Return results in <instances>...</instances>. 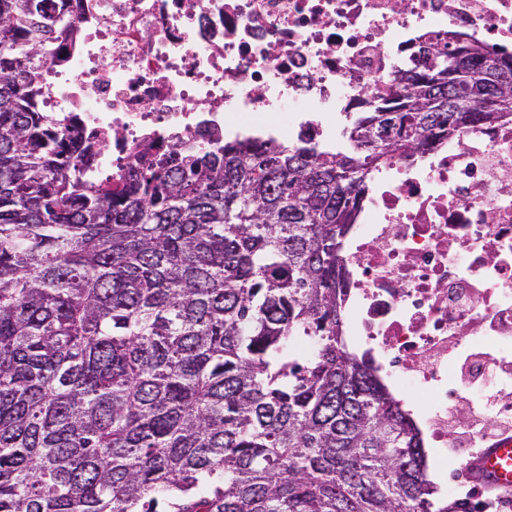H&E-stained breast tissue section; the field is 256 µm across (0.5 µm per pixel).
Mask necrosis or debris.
Segmentation results:
<instances>
[{"label":"necrosis or debris","instance_id":"1","mask_svg":"<svg viewBox=\"0 0 512 512\" xmlns=\"http://www.w3.org/2000/svg\"><path fill=\"white\" fill-rule=\"evenodd\" d=\"M39 112L94 144L115 179L145 148L214 139L335 143L425 37L512 54V0H52ZM344 334L395 391L436 472L479 418L512 419V118L477 123L371 177L342 255Z\"/></svg>","mask_w":512,"mask_h":512}]
</instances>
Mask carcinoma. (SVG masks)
Wrapping results in <instances>:
<instances>
[{
	"label": "carcinoma",
	"instance_id": "carcinoma-1",
	"mask_svg": "<svg viewBox=\"0 0 512 512\" xmlns=\"http://www.w3.org/2000/svg\"><path fill=\"white\" fill-rule=\"evenodd\" d=\"M58 33L0 0V512H449L343 336L339 253L379 164L512 113V56L426 53L347 152L172 147L106 185L37 112Z\"/></svg>",
	"mask_w": 512,
	"mask_h": 512
}]
</instances>
